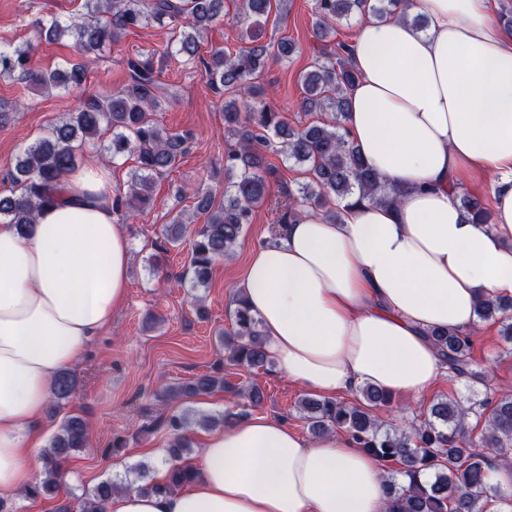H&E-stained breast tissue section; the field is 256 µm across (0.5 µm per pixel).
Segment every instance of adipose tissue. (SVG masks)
<instances>
[{"mask_svg": "<svg viewBox=\"0 0 512 512\" xmlns=\"http://www.w3.org/2000/svg\"><path fill=\"white\" fill-rule=\"evenodd\" d=\"M411 2L426 29L370 18L352 42L345 121L398 205L298 215L235 287L280 375L318 396L430 390L444 368L428 331L474 332L480 298L512 297V31L488 0ZM478 170L497 177L487 224L454 198ZM112 196L107 168L79 166L26 234L0 223V493L31 483L52 382L126 298ZM194 470L175 492H117L106 512H386L377 458L264 415L209 434Z\"/></svg>", "mask_w": 512, "mask_h": 512, "instance_id": "ef3b65f1", "label": "adipose tissue"}]
</instances>
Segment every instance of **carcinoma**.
Listing matches in <instances>:
<instances>
[{
	"mask_svg": "<svg viewBox=\"0 0 512 512\" xmlns=\"http://www.w3.org/2000/svg\"><path fill=\"white\" fill-rule=\"evenodd\" d=\"M402 2L316 0L315 35L324 40L335 23L354 13L380 21L399 18L424 27L423 17L410 15ZM223 10L224 0H86V17L69 23L54 17L39 21L25 43L0 44V77L15 76L43 91L68 89L83 85L84 65L35 71L29 67V59L38 43L57 42L67 36L73 39L80 55L89 56L117 43L129 29L150 23L164 27L168 20L179 25V29L170 31L171 54L200 66L211 89L220 97L228 95L224 101V131L237 138L236 146L224 153L227 201L216 202L208 190L193 191L196 212L206 214L205 223L195 230L189 252L197 287L207 284L214 259L232 251L244 226L252 222L254 210L271 199L273 171L265 164V152L275 143L309 174L308 182L297 191L281 188L286 202L280 224L294 218L301 205L323 212L334 222L342 201H394L392 191L360 157L342 125L350 94L359 81L349 58L350 44L339 42L330 51L318 50L310 69L301 73V109L328 112L331 117L295 128L289 124L287 113L271 107L264 86L258 82L267 64L288 60L294 50L292 43L283 40L274 52L267 45L254 44L234 55L222 48L211 50L207 59L200 55V32L221 17ZM274 11L287 15L288 0H242L235 23L250 32ZM127 66V85L112 94L85 96L48 136L15 158L8 170L12 190L8 195L0 194V222L13 224L25 233L36 222L39 211L60 198L62 180L78 165L83 146L97 140L100 152L110 158L129 156L136 163L127 189L113 190L117 214L150 205L157 180L178 165L188 136L167 131L154 118L168 100L158 91V75L151 62L130 58ZM456 199L479 223H490V213L480 198L463 194ZM187 223L183 213H177L164 228L166 242L179 244ZM235 305L234 325L232 331L224 333V346L236 364L247 369L263 368L269 364V356L263 350L260 321L242 298H235ZM511 313L512 298L481 299L476 306L477 319L502 323V334L509 343ZM429 338L451 374L475 383L485 382V376L471 368V335L433 330ZM77 385L70 370L62 371L53 382L48 415L61 421L47 447L40 451L43 467L39 478L26 490V496L34 501L59 496L65 462L87 445V420L80 414L61 415L63 403L73 396ZM218 390L241 395V390L224 376L209 372L171 388L165 397L179 400ZM360 396L361 401L353 405L308 396L301 399L300 410L312 434L341 429L380 461L394 460L401 465L405 482L387 483L389 512H487L489 499H502L500 490L485 482V474L494 462L503 467L512 465V394L482 403L478 409L456 399L441 398L430 406L426 420L410 425L407 431L392 427L379 415L391 404V395L367 385L361 388ZM471 416L473 424L469 422ZM194 423L209 426L212 418L186 410L144 427L147 433L163 427L173 435L165 483H151L148 488L170 492L193 480V471L184 464L183 455L191 447L187 431ZM476 426L481 430L474 437ZM428 469L434 470L433 480L420 481L421 473ZM118 489L119 485L110 479L99 482L85 493L81 512H105L106 502Z\"/></svg>",
	"mask_w": 512,
	"mask_h": 512,
	"instance_id": "carcinoma-1",
	"label": "carcinoma"
}]
</instances>
